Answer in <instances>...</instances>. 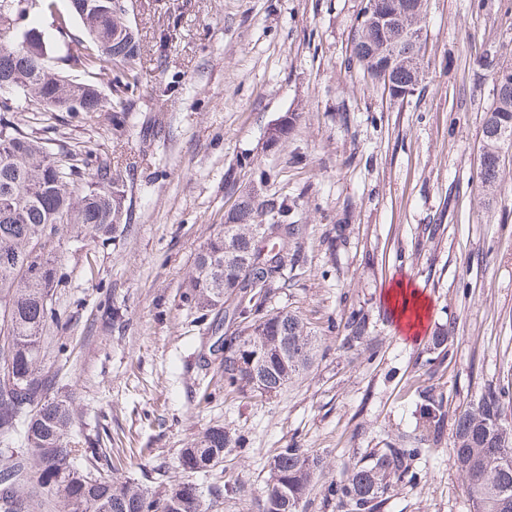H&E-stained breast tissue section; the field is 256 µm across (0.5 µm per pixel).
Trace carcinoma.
<instances>
[{"mask_svg": "<svg viewBox=\"0 0 512 512\" xmlns=\"http://www.w3.org/2000/svg\"><path fill=\"white\" fill-rule=\"evenodd\" d=\"M75 0H66L67 15L45 31L23 28L28 42L0 31V84L9 82L11 96H0V329L11 337L9 352L0 353L8 373L0 375V512H30L34 498L22 490L28 470L54 490L62 512H204L199 494H186L181 483L161 495H151L118 471L110 477L76 471L70 459L78 451L70 437L75 419V396L56 374L41 369L44 333L58 321L52 307L60 282L56 240L67 235L75 241L99 234L119 238L127 230L126 183L122 167L97 150L38 137L19 122L14 112L26 104L34 112H67L66 92L80 101L85 119L112 113V130L119 140L126 131L132 97L138 89L141 66L138 30H124L121 19L109 13L80 14ZM395 9L419 7V0H379ZM384 38L378 28L358 25L351 39L348 64H357L372 81L386 87L378 72L383 59L375 51ZM106 68L112 73V100L95 85L73 79L67 72L90 73ZM417 72L393 67L390 82L396 87L418 83ZM500 127L512 129V76L493 80V103L486 112L481 141V187L497 191L503 181ZM267 181L246 194L224 224L196 254L183 295L190 308L224 312V319L239 331L224 336L228 353L221 362L224 388L230 393L277 395L306 370L318 345L310 328L296 314L271 311L269 304L285 288L286 269L300 263L296 240L302 226L288 221L284 199L263 192ZM240 252L241 264L225 262L228 248ZM235 304L224 307V296ZM339 348L366 345L372 353L367 314L351 312L337 325ZM454 326L440 325L431 337L423 366L431 374L448 360V341ZM243 343L259 349L258 370L251 373L238 361ZM420 424L417 433L355 464L351 472L328 486V495L349 512H378L389 480L419 473L415 462L424 452L441 447L452 427L450 461L466 480L470 512H512V443L503 447L499 427L512 409V381L488 384L479 399L448 424L443 393L427 385L419 390ZM240 445V438L222 427L206 430L187 448L180 462L186 469L205 471ZM324 458L290 445L273 456L265 481L262 512H292L307 497Z\"/></svg>", "mask_w": 512, "mask_h": 512, "instance_id": "cac0c4a2", "label": "carcinoma"}]
</instances>
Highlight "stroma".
<instances>
[{
    "label": "stroma",
    "mask_w": 512,
    "mask_h": 512,
    "mask_svg": "<svg viewBox=\"0 0 512 512\" xmlns=\"http://www.w3.org/2000/svg\"><path fill=\"white\" fill-rule=\"evenodd\" d=\"M140 87L130 129L21 112L27 129L116 151L127 184L124 238L57 241L63 280L42 369L76 395V468L120 471L148 492L190 482L209 512H261L269 463L296 443L326 467L299 512H337L326 489L369 452L413 433L420 385L449 413L491 382L512 381V164L501 188H478L479 128L493 78L512 66V0H428L420 83L394 101L347 67L366 0H136ZM280 119L292 132L269 143ZM267 172V194L301 224L302 263L273 306L316 332L309 369L281 394L229 395L213 338L185 305L188 273L225 214ZM414 282L432 305L428 331L401 337L385 302ZM123 317L107 320L104 309ZM362 310L377 355L338 349L337 325ZM451 322L447 363L426 374L429 332ZM220 425L243 445L211 475L183 470L181 448ZM419 484L390 481L380 512H469L447 448L425 453Z\"/></svg>",
    "instance_id": "35a3bbf8"
}]
</instances>
